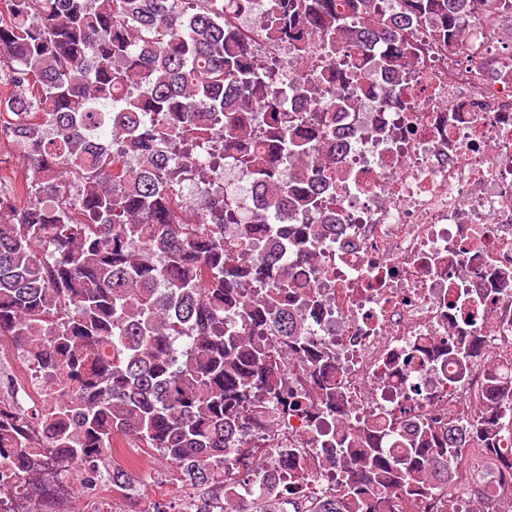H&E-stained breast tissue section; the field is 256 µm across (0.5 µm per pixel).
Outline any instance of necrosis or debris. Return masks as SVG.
<instances>
[{
  "mask_svg": "<svg viewBox=\"0 0 512 512\" xmlns=\"http://www.w3.org/2000/svg\"><path fill=\"white\" fill-rule=\"evenodd\" d=\"M510 23L512 13L493 9L462 49L434 45L406 84L410 111L383 107L384 80L373 74L374 93L336 116L346 134L329 206L336 232L306 276L319 304L313 339L336 353L350 419L372 412L466 424L486 366L512 363V282L495 276L512 270V47L501 45ZM453 288L489 292L476 325L481 361L459 380L450 363L388 368L447 334ZM260 446L309 459L326 442L294 414ZM456 471L458 497L491 505L512 494V473L481 449H462Z\"/></svg>",
  "mask_w": 512,
  "mask_h": 512,
  "instance_id": "obj_1",
  "label": "necrosis or debris"
}]
</instances>
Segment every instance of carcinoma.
Returning a JSON list of instances; mask_svg holds the SVG:
<instances>
[{
  "label": "carcinoma",
  "instance_id": "1",
  "mask_svg": "<svg viewBox=\"0 0 512 512\" xmlns=\"http://www.w3.org/2000/svg\"><path fill=\"white\" fill-rule=\"evenodd\" d=\"M0 0V136L23 148L24 175L0 168V340L40 397L0 381V512H70L104 485L124 496L129 445L156 452L196 494L152 512H392L399 495L440 492L452 458L475 441L499 452L512 425V384L486 367L467 428L434 417L412 425L368 416L350 425L336 356L308 332L315 297L285 281L251 241L317 244L336 180L329 112H351L370 71L392 74L386 107L410 108L406 73L429 44L448 49L512 0ZM253 27L301 69L283 80L234 24ZM249 179L257 208L224 188V163ZM196 191L190 205L181 188ZM232 224L236 232L224 234ZM478 336L431 337L422 358L462 376L480 360ZM299 361L314 407L286 384ZM302 412L328 418L342 448L320 456L344 483L321 492L293 464L274 487L255 436Z\"/></svg>",
  "mask_w": 512,
  "mask_h": 512
}]
</instances>
